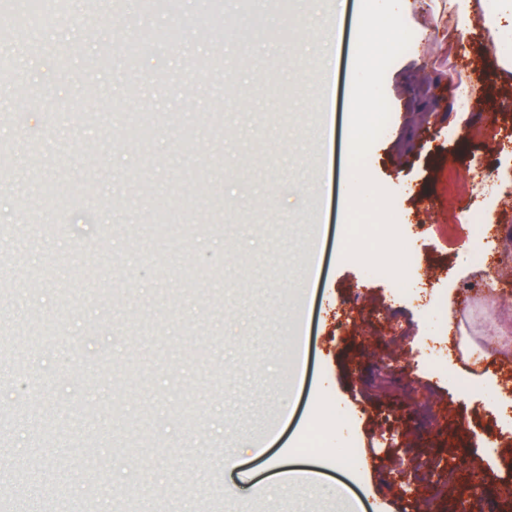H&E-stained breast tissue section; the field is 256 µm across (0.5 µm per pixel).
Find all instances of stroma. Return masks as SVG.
<instances>
[{
	"instance_id": "1",
	"label": "stroma",
	"mask_w": 512,
	"mask_h": 512,
	"mask_svg": "<svg viewBox=\"0 0 512 512\" xmlns=\"http://www.w3.org/2000/svg\"><path fill=\"white\" fill-rule=\"evenodd\" d=\"M358 12L67 0L37 33L8 17L0 55L25 90L0 97L9 512L38 488L42 512H420L433 460L459 489L487 469L474 512H504L512 296L490 313L458 293L474 253L512 254V76L482 26L456 36L447 0H401L412 47L386 71V133L365 165L421 267L379 274L341 256ZM233 94L236 111L215 114ZM456 318L480 365L452 356L440 372L431 348ZM317 418L323 449L302 454ZM274 460L319 479L278 484Z\"/></svg>"
}]
</instances>
